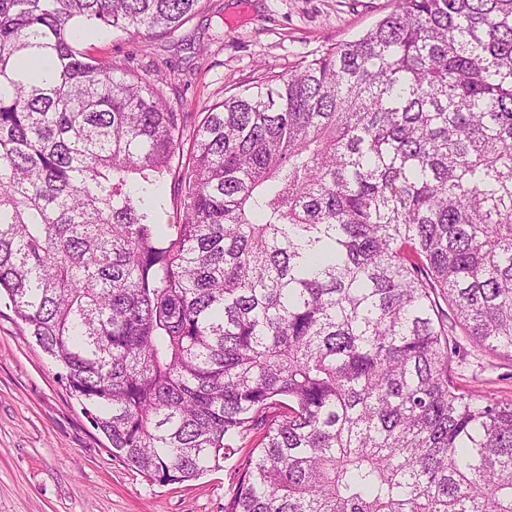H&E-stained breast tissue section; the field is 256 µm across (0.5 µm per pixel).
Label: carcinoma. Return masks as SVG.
Returning a JSON list of instances; mask_svg holds the SVG:
<instances>
[{
    "label": "carcinoma",
    "instance_id": "cac0c4a2",
    "mask_svg": "<svg viewBox=\"0 0 512 512\" xmlns=\"http://www.w3.org/2000/svg\"><path fill=\"white\" fill-rule=\"evenodd\" d=\"M202 0H0V291L112 456L224 512H512V0H394L188 114L79 48ZM174 181L178 220L156 222ZM458 337L461 341V353L454 359L457 383L466 388L473 384L482 385V391L495 398H512V361L478 351L463 336Z\"/></svg>",
    "mask_w": 512,
    "mask_h": 512
}]
</instances>
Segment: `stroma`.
<instances>
[{
    "instance_id": "obj_1",
    "label": "stroma",
    "mask_w": 512,
    "mask_h": 512,
    "mask_svg": "<svg viewBox=\"0 0 512 512\" xmlns=\"http://www.w3.org/2000/svg\"><path fill=\"white\" fill-rule=\"evenodd\" d=\"M393 0H203L172 37L96 31L83 50L146 77L162 71L169 106L197 114L260 72L285 76L365 33ZM463 387L512 398V360L462 344ZM60 369L0 303V512H224L238 457L199 479L160 484L113 458Z\"/></svg>"
}]
</instances>
